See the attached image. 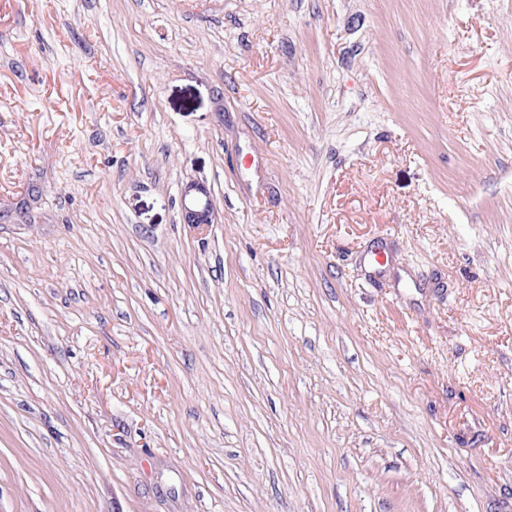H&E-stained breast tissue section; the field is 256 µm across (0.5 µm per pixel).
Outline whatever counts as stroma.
Masks as SVG:
<instances>
[{
    "mask_svg": "<svg viewBox=\"0 0 512 512\" xmlns=\"http://www.w3.org/2000/svg\"><path fill=\"white\" fill-rule=\"evenodd\" d=\"M0 512H512V0H0ZM214 208L210 192L204 184L189 183L182 195L184 223L202 226L214 223Z\"/></svg>",
    "mask_w": 512,
    "mask_h": 512,
    "instance_id": "35a3bbf8",
    "label": "stroma"
}]
</instances>
